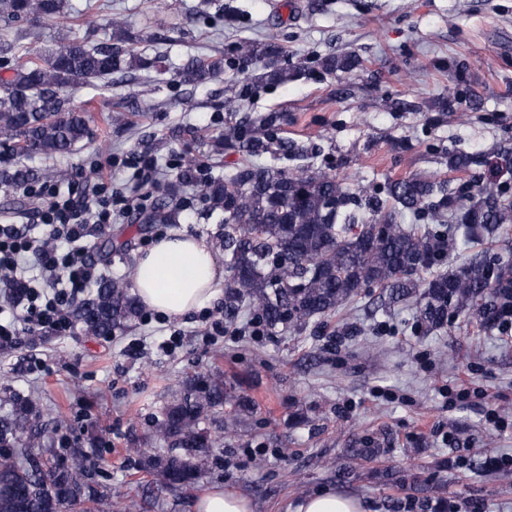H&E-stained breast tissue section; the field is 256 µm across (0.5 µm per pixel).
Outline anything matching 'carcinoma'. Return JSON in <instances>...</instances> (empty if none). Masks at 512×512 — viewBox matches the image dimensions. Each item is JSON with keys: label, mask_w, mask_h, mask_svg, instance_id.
I'll list each match as a JSON object with an SVG mask.
<instances>
[{"label": "carcinoma", "mask_w": 512, "mask_h": 512, "mask_svg": "<svg viewBox=\"0 0 512 512\" xmlns=\"http://www.w3.org/2000/svg\"><path fill=\"white\" fill-rule=\"evenodd\" d=\"M68 8V0H0V17L36 26ZM283 53L280 45L265 44L262 55L269 71L260 79H288V72L277 67ZM151 65L129 51L89 47L75 36L16 62L12 78L0 82V151L26 156L73 151L90 136V117L73 109L67 89ZM223 67L218 58L191 61L179 78L196 86ZM49 176V171L26 166L5 167L0 184L21 188ZM205 186L214 205L224 207L228 318L244 307L270 329L284 324L300 329L313 318L338 313L364 288L382 289L391 304H412L418 326L427 332L461 313L493 329L503 324L501 313L512 312V260L493 252L496 243L509 246L512 198L491 182L475 184L467 195L452 199L445 182L415 174L391 182L392 206L377 200L363 215L347 210V188L320 171L248 166ZM430 205L448 210L446 231L422 230L395 219L398 208L417 213ZM381 224L388 225L384 236ZM460 237L470 244L469 252L447 270L434 271ZM424 270L430 276L417 277ZM138 312L128 284L106 279L70 317L88 334L110 336ZM228 397L219 378L197 376L185 384L181 397L162 412L155 434L161 447L141 454L140 469L166 488L196 486L216 448L199 423L223 408ZM42 434V414L31 398L14 399L10 413L0 417V512H63L69 506L112 512L111 489L93 479L87 460L63 459L41 447Z\"/></svg>", "instance_id": "obj_1"}]
</instances>
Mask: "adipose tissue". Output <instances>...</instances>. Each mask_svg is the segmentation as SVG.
<instances>
[{"label": "adipose tissue", "instance_id": "1", "mask_svg": "<svg viewBox=\"0 0 512 512\" xmlns=\"http://www.w3.org/2000/svg\"><path fill=\"white\" fill-rule=\"evenodd\" d=\"M223 277L205 238L175 231L137 256L133 292L148 308L177 318L216 300Z\"/></svg>", "mask_w": 512, "mask_h": 512}]
</instances>
